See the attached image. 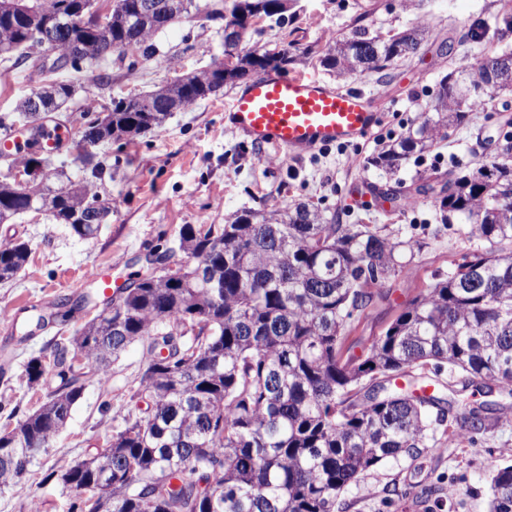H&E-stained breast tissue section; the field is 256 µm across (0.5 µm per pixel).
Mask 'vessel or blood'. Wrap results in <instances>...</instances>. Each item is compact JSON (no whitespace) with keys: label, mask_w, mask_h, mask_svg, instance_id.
<instances>
[{"label":"vessel or blood","mask_w":512,"mask_h":512,"mask_svg":"<svg viewBox=\"0 0 512 512\" xmlns=\"http://www.w3.org/2000/svg\"><path fill=\"white\" fill-rule=\"evenodd\" d=\"M224 118L251 143L272 147L285 158L331 145L367 139L383 120L360 90L341 91L303 74L268 73L251 83L224 110ZM59 130L32 135L25 129L0 139V153L58 150Z\"/></svg>","instance_id":"obj_1"}]
</instances>
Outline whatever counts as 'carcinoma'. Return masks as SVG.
Instances as JSON below:
<instances>
[{
  "instance_id": "carcinoma-1",
  "label": "carcinoma",
  "mask_w": 512,
  "mask_h": 512,
  "mask_svg": "<svg viewBox=\"0 0 512 512\" xmlns=\"http://www.w3.org/2000/svg\"><path fill=\"white\" fill-rule=\"evenodd\" d=\"M48 2L47 11L29 18L56 36L59 64L47 71L32 57L27 24L0 12V49L16 65L32 62L41 76L32 94L51 91L43 100L47 112L97 86L94 79L81 82L84 68L110 57L117 39L137 38L145 56L156 32L192 12L236 25L239 42L261 20L284 26L297 18L296 0H224L222 10H202L196 0H108L106 33L79 62L69 49L91 37L74 22L85 0ZM372 14L374 8L365 9L350 35L315 50L336 79L382 71L418 54L428 32L421 21L391 33L375 27ZM511 37L512 0L474 19L464 35L489 46ZM234 56L235 66L224 70L226 85L290 61L285 51L258 54L238 44ZM217 88L194 72L136 100L114 98L108 134L120 141L160 129L172 113ZM508 96L511 51L491 48L473 62L459 60L436 84L429 108L367 158L387 174L386 191L399 206L431 195L444 223L459 220V232L482 245L439 274L362 355L346 347L354 313L372 305L386 279L408 274L429 242L406 238L391 224H342L336 213L302 201L276 210L245 207L222 224H184L175 245L148 254L143 270L66 342H55L48 360H28L29 388L49 371L59 384L17 422L26 445L0 444V486L21 484L33 463L29 446L46 447L83 386L105 379L112 359L140 341L147 357L128 390L127 414L112 430L110 448L90 451L71 475L76 499L69 512H339L342 494L365 473L389 459H417L458 436L446 427L447 411L458 410L468 432L487 429V414L500 404L453 400L444 408L434 395L395 380L447 366L465 388L495 386L512 395V118L501 116L500 148L489 162L466 171L435 169L410 187L398 174L470 114ZM101 134L89 119L76 144L83 163L76 180L65 163L54 166L45 157L56 182H36L24 192L0 183V224L39 211L49 196L54 223L94 237L100 223L92 212H112L95 190L112 159L94 163L82 148ZM179 253L185 260L167 268ZM28 256L24 242L1 243L0 281L16 276ZM92 299L61 298L56 315L66 322ZM79 353L89 364L83 373L75 371ZM490 489L489 512H512V465L492 470Z\"/></svg>"
}]
</instances>
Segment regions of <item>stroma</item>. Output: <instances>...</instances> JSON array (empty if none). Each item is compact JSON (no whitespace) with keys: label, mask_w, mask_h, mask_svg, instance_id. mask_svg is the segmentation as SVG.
Segmentation results:
<instances>
[{"label":"stroma","mask_w":512,"mask_h":512,"mask_svg":"<svg viewBox=\"0 0 512 512\" xmlns=\"http://www.w3.org/2000/svg\"><path fill=\"white\" fill-rule=\"evenodd\" d=\"M494 2L425 0L422 9L415 10L404 8L403 0H299L296 34L262 21L248 32L244 45L262 52L289 50L295 62L287 66V73L310 75L342 91L362 90L371 108L384 116L367 140L328 147L279 166L274 149L245 145L224 122L225 105L248 85L243 79L173 113L161 129L129 143L99 145V153L115 157L117 163L102 188L112 202V215L95 237L74 236L67 225L36 212L0 224V240L18 239L30 248L24 269L12 281L0 283V307L12 306L18 313L15 322L0 320V430L9 414L21 417L36 410L55 385L49 378L41 387L28 388L25 363L56 339L71 336L74 326L92 318L97 309L85 306L75 313L71 326H50L30 337L25 334L27 321L38 313H50L58 297L76 300L92 292L83 278L87 269L106 267L113 285L122 284L136 271L137 258L175 239L181 225L220 224L245 207L281 208L302 200L335 211L344 224H399L409 238L433 239V247L416 257L412 273L386 280L375 305L355 317L351 333L355 339L382 330L436 273L462 263L471 240L456 226L442 224L433 199L418 200L404 210L374 199L367 187L384 182L385 174L367 166L366 159L381 143L406 130L428 106L437 81L451 70V58L438 50L443 38L457 37V55L480 56L481 45L465 41L463 35ZM369 3L374 4L373 18L383 29H405L422 14L430 34L418 55L395 63L389 75L368 72L336 80L306 50L311 44L347 35ZM152 42L154 54L125 57L116 52L93 66L99 79L93 94L76 93L67 111L55 115L56 121L69 127L72 139L83 134L84 113L100 111L115 98L147 94L178 75L209 69L224 58L222 25L195 16L158 31ZM37 82L27 66L0 60V117L14 115L17 103ZM498 121L495 112L473 113L447 141L422 159L410 160L401 178L409 183L424 171L471 168L491 160L488 139L496 135ZM145 359L142 344H131L112 362L103 382L87 384L62 430L32 464L38 484L0 488V512H29L34 499L41 512H67L72 496L56 482L55 473L84 459L90 448L111 436ZM463 396L474 405L502 401L505 419L492 422L480 434H458L418 459L386 461L348 487L342 496L344 512H488L489 468L512 457V399L472 387Z\"/></svg>","instance_id":"35a3bbf8"}]
</instances>
